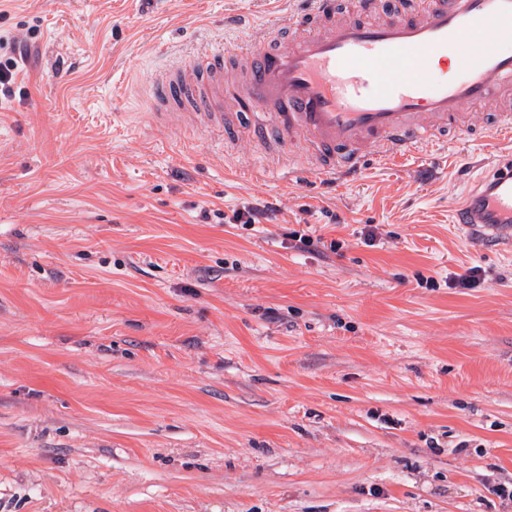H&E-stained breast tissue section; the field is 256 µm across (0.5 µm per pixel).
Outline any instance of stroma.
Segmentation results:
<instances>
[{
	"label": "stroma",
	"instance_id": "obj_1",
	"mask_svg": "<svg viewBox=\"0 0 512 512\" xmlns=\"http://www.w3.org/2000/svg\"><path fill=\"white\" fill-rule=\"evenodd\" d=\"M302 7L0 0L34 31L0 100V512H512V238L448 218L485 142L283 180L153 122L200 31Z\"/></svg>",
	"mask_w": 512,
	"mask_h": 512
}]
</instances>
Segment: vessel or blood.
Here are the masks:
<instances>
[{"label": "vessel or blood", "instance_id": "b4317fda", "mask_svg": "<svg viewBox=\"0 0 512 512\" xmlns=\"http://www.w3.org/2000/svg\"><path fill=\"white\" fill-rule=\"evenodd\" d=\"M257 48L216 39L163 71L152 89L157 124L192 119L236 141L224 103L257 114L251 137L270 160L304 161L336 178L368 160L396 159L474 128L512 133V0H309L256 35ZM493 110L476 123V109ZM471 204L452 206L471 230L512 223V163L500 165Z\"/></svg>", "mask_w": 512, "mask_h": 512}]
</instances>
